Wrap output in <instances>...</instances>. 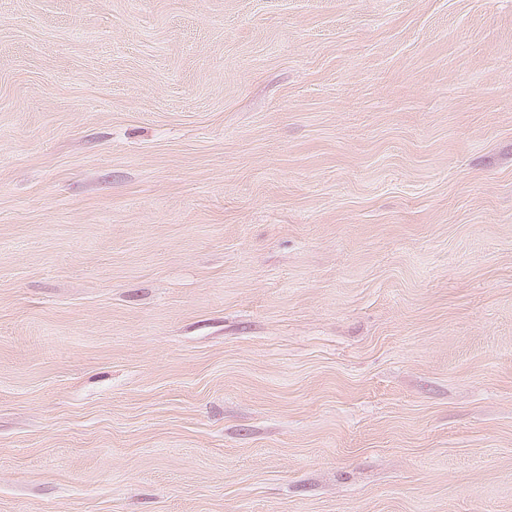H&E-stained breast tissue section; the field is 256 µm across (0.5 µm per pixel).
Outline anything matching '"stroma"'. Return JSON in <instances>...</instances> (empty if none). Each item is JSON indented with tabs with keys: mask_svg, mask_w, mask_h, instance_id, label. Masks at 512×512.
Listing matches in <instances>:
<instances>
[{
	"mask_svg": "<svg viewBox=\"0 0 512 512\" xmlns=\"http://www.w3.org/2000/svg\"><path fill=\"white\" fill-rule=\"evenodd\" d=\"M0 512H512V0H0Z\"/></svg>",
	"mask_w": 512,
	"mask_h": 512,
	"instance_id": "obj_1",
	"label": "stroma"
}]
</instances>
